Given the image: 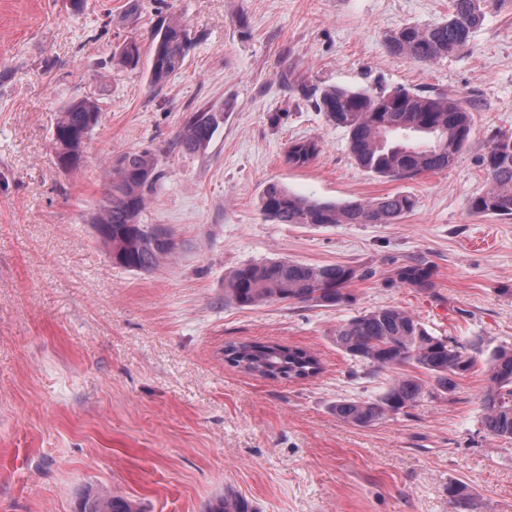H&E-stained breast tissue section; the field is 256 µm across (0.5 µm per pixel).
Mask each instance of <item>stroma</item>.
<instances>
[{"mask_svg": "<svg viewBox=\"0 0 512 512\" xmlns=\"http://www.w3.org/2000/svg\"><path fill=\"white\" fill-rule=\"evenodd\" d=\"M449 12L450 0H0V512H78L99 488L145 512H207L227 494L255 512H512V443L481 424L483 365L370 426L334 412L390 379L331 340L359 313L402 308L477 358L512 346V219L469 210L491 132H512V0L487 11L467 53L425 65L386 46ZM173 14L194 43L153 91L145 69H119L112 54L130 38L149 46ZM297 83L461 97L470 139L447 170L378 178ZM87 94L102 119L84 167L66 171L55 116ZM204 109L221 115L211 142L180 151L184 117ZM297 138L322 143L310 167L286 161ZM144 147L160 150L165 175L143 221L183 246L133 273L113 265L89 218L112 155ZM271 179L323 201L408 192L418 205L396 224H278L258 207ZM277 259L369 276L335 308L225 302L232 270ZM412 261L429 266L431 290L395 283ZM239 341L314 351L323 371L246 374L224 360Z\"/></svg>", "mask_w": 512, "mask_h": 512, "instance_id": "stroma-1", "label": "stroma"}]
</instances>
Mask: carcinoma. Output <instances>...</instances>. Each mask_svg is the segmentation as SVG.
I'll list each match as a JSON object with an SVG mask.
<instances>
[{
    "mask_svg": "<svg viewBox=\"0 0 512 512\" xmlns=\"http://www.w3.org/2000/svg\"><path fill=\"white\" fill-rule=\"evenodd\" d=\"M501 0H452L447 20L426 27L405 25L388 38V48L411 61L432 64L470 46L473 30L490 3ZM152 55L147 65L148 86L160 89L184 63L192 48L187 23L172 15L151 34ZM141 45L123 41L112 55L121 69L141 63ZM292 89L313 97L314 107L348 134L349 151L358 166L392 180H412L426 172L444 171L461 155L470 131V112L463 102L445 93L425 94L405 88L390 92L326 87L311 93L303 85ZM220 114L192 112L176 145L189 153L208 146ZM101 109L92 95L65 104L55 119L52 143L58 163L68 169L85 162V148L100 124ZM322 152L316 138L296 139L286 160L295 169L312 165ZM485 188L469 201L476 215L512 218V133L491 134L483 162ZM164 175L159 155L150 148L112 155L105 192L91 223L112 264L132 272H153L172 258L180 243L163 224H146L143 213ZM409 193L387 194L343 204L320 202L293 194L275 179L265 183L259 209L278 224H396L414 211ZM361 277L342 264L312 265L290 259L248 263L231 272L224 283V301L242 308L271 303L313 304L332 308L347 304V286ZM396 282L416 288L430 285L429 268L422 262L405 265ZM332 341L354 360L393 377L385 392L373 400L341 399L336 416L356 426H370L388 416L405 414L428 398L452 392L457 379L471 371L476 358L443 336L432 335L415 316L398 307H381L336 326ZM224 357L241 371L273 380H306L319 375L322 365L312 352L280 343H229ZM488 385L482 394L484 431L512 442V346L493 347L484 360ZM419 371L413 374L407 367ZM80 512H143L130 499L99 492L86 494ZM209 512H251L238 496L216 500Z\"/></svg>",
    "mask_w": 512,
    "mask_h": 512,
    "instance_id": "carcinoma-1",
    "label": "carcinoma"
}]
</instances>
